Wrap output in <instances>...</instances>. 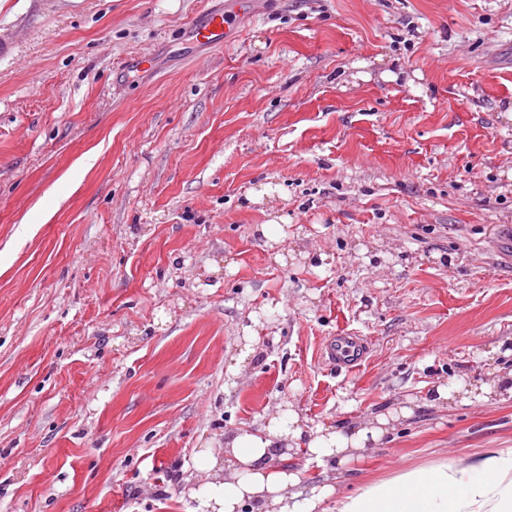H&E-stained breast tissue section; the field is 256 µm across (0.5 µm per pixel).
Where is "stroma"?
I'll list each match as a JSON object with an SVG mask.
<instances>
[{
	"label": "stroma",
	"mask_w": 512,
	"mask_h": 512,
	"mask_svg": "<svg viewBox=\"0 0 512 512\" xmlns=\"http://www.w3.org/2000/svg\"><path fill=\"white\" fill-rule=\"evenodd\" d=\"M223 2L0 0V512H193L284 403L412 406L345 494L512 448V400L425 401L512 367V0H249L191 48ZM227 8L222 11H209L204 19L192 25L191 33L196 42L214 47H224V35L234 25L236 15L243 10L249 0H226ZM369 344L363 336L342 332L326 339L322 348L324 361L338 368L352 370L365 359Z\"/></svg>",
	"instance_id": "1"
}]
</instances>
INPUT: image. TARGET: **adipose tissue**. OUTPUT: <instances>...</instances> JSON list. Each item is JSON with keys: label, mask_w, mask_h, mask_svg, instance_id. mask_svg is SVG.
I'll use <instances>...</instances> for the list:
<instances>
[{"label": "adipose tissue", "mask_w": 512, "mask_h": 512, "mask_svg": "<svg viewBox=\"0 0 512 512\" xmlns=\"http://www.w3.org/2000/svg\"><path fill=\"white\" fill-rule=\"evenodd\" d=\"M435 394L436 403L456 406L512 399V369L493 367L476 384H440ZM411 414L403 407L347 432H310L295 410L279 407L259 430L226 438L223 459L207 449L199 453L197 465L207 478L193 491L196 512H325L330 499L334 512H512V448L439 460L338 494L339 468L379 442L391 422ZM301 449L321 467V480L307 482L299 471L279 466V459Z\"/></svg>", "instance_id": "obj_1"}]
</instances>
